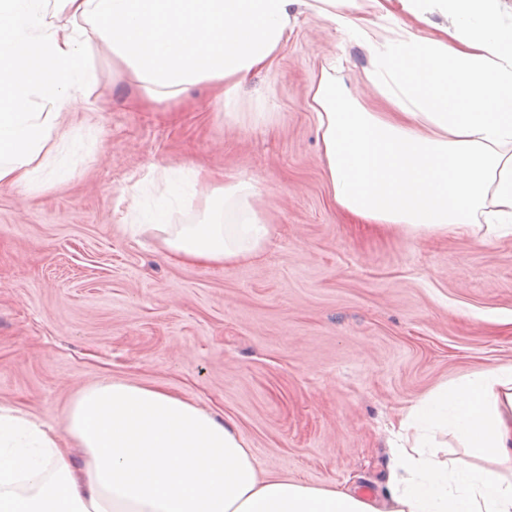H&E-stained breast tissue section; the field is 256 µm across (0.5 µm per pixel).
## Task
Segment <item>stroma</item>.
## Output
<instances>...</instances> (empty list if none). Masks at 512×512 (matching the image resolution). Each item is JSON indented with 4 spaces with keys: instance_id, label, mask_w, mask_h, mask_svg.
<instances>
[{
    "instance_id": "stroma-1",
    "label": "stroma",
    "mask_w": 512,
    "mask_h": 512,
    "mask_svg": "<svg viewBox=\"0 0 512 512\" xmlns=\"http://www.w3.org/2000/svg\"><path fill=\"white\" fill-rule=\"evenodd\" d=\"M340 58L364 91L366 51L301 15L229 115L206 84L189 108L138 106L99 50L100 109L74 113L54 158L66 181L0 188V403L58 427L88 385H156L233 420L266 473L385 495L401 415L512 365V237L413 234L335 207L307 100ZM193 163L260 178L277 226L261 254L192 266L121 232L128 196L151 205L163 172Z\"/></svg>"
}]
</instances>
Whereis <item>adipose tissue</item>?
Instances as JSON below:
<instances>
[{"instance_id":"obj_1","label":"adipose tissue","mask_w":512,"mask_h":512,"mask_svg":"<svg viewBox=\"0 0 512 512\" xmlns=\"http://www.w3.org/2000/svg\"><path fill=\"white\" fill-rule=\"evenodd\" d=\"M345 0H0V187L35 181L68 139L70 110L92 108L100 47L153 103L210 84L232 103L270 70L301 10L368 52L365 80L388 106L366 111L329 67L311 87L332 200L366 224L512 237V26L500 0H397L405 20L375 31ZM445 18L436 35L419 25ZM166 178L149 215L123 230L152 236L189 265L261 253L275 226L256 178L204 197V218L169 221L194 197ZM399 427L384 499L314 488L261 471L237 425L157 386L106 381L79 391L62 428L0 405V512H512V365L436 389ZM460 439L471 463L446 456Z\"/></svg>"}]
</instances>
